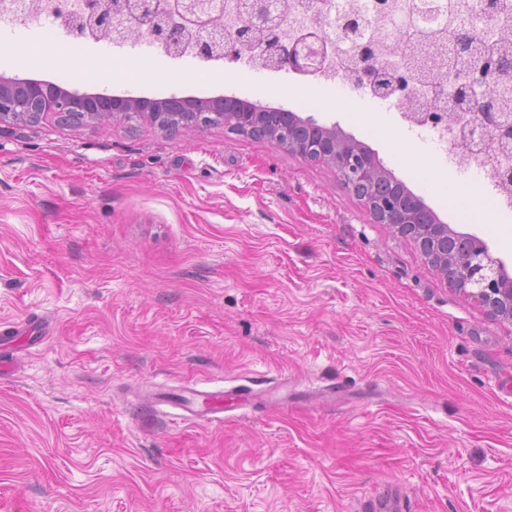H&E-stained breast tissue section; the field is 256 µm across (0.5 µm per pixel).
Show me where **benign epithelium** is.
<instances>
[{"mask_svg": "<svg viewBox=\"0 0 512 512\" xmlns=\"http://www.w3.org/2000/svg\"><path fill=\"white\" fill-rule=\"evenodd\" d=\"M213 0H82L78 12L64 6L55 8V17L74 39L79 40L97 31H107L121 41L150 36L165 49H177L181 36L190 31L203 35L197 40L198 58L204 61L231 62L244 58L245 53L262 57L274 70H288L303 76L325 73L324 62L344 48L343 39L354 36L350 18H336V28L348 26L349 31L336 40L325 36L323 29L309 25L294 38L282 37L256 41L253 31L273 22V0H237L238 18L233 36L224 38V31L215 29L212 16ZM456 78L454 102L460 112H470L472 129L480 130L499 140L512 138V119H507L498 102L487 97L481 87L494 70L477 67L475 71L448 69ZM384 69L375 58L362 63L351 75V82L360 89L388 97L401 89L383 78ZM97 99H110L102 109L93 105L87 95L66 90L50 92L37 80H29L25 92H17V81L0 76V124L36 122L49 115L62 117L81 113L92 120H131L142 118L168 134L186 128H203L222 122L242 133L262 131L261 108L254 105L236 112H224V98L202 101L191 117L167 112H145L137 97H108L95 94ZM265 137L301 157L321 161L336 170V174L351 185L363 199L377 221L394 232L413 236L425 259L435 262L443 273L454 272L459 288L488 308L491 314L512 321V279L502 275L500 263L492 258L482 244L467 255L448 251V225L419 224L422 202L412 197L400 205L394 200L377 197L378 181L388 176L375 153L360 147L336 132V127H321L318 135L305 141L288 135V127L265 131Z\"/></svg>", "mask_w": 512, "mask_h": 512, "instance_id": "obj_1", "label": "benign epithelium"}]
</instances>
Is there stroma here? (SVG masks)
I'll return each mask as SVG.
<instances>
[{"instance_id":"stroma-1","label":"stroma","mask_w":512,"mask_h":512,"mask_svg":"<svg viewBox=\"0 0 512 512\" xmlns=\"http://www.w3.org/2000/svg\"><path fill=\"white\" fill-rule=\"evenodd\" d=\"M0 75L233 95L337 127L512 274V209L454 145L343 81L251 62L97 61L61 27ZM53 57L46 65L44 57ZM0 512H512V322L377 223L328 165L224 125L0 126ZM254 381L220 422L156 395ZM361 512H407L404 499L398 485H392L379 497L364 499L360 503Z\"/></svg>"}]
</instances>
